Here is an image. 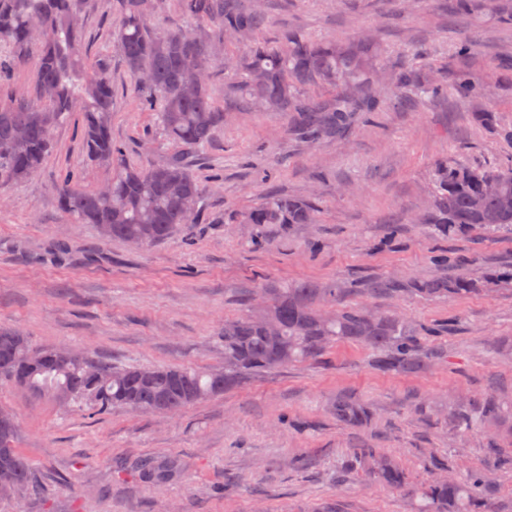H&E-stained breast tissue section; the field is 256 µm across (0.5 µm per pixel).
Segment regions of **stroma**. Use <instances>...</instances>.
Returning <instances> with one entry per match:
<instances>
[{"label": "stroma", "mask_w": 512, "mask_h": 512, "mask_svg": "<svg viewBox=\"0 0 512 512\" xmlns=\"http://www.w3.org/2000/svg\"><path fill=\"white\" fill-rule=\"evenodd\" d=\"M259 33H285L344 49L371 39L375 71L401 69L413 86L388 108L335 138L312 143L259 106L227 112L211 144L189 159L204 187L203 221L166 241L135 247L74 223L55 190L63 174L97 189L111 166L82 147V115L54 131V149L32 177L0 186V325L38 347L79 348L116 365L218 368L225 320L255 313L260 289L306 281L361 283L433 276L480 278L512 271V236H441L415 217L430 205L440 161L496 168L512 163V21L457 12L455 0H262ZM115 0L81 15L89 58L112 78V139L131 166L164 162L154 108L143 105L113 38ZM469 54H461L463 43ZM473 74L480 98L419 97L418 85ZM274 191L312 201L316 224H245L244 211ZM451 258L437 266L434 255ZM432 336L445 361L417 374H383L371 352L330 346L316 362L253 379L178 414H98L64 409L0 386V407L17 420L16 445L33 490L0 500V512H415L418 501L378 484L355 449L378 448L410 484L436 464L482 467L512 447V284L489 295L427 298L388 292L368 300ZM491 395L503 413L471 433L448 425L466 395ZM351 396L373 409L367 424L337 421ZM172 460L167 481L145 480L138 461Z\"/></svg>", "instance_id": "1"}]
</instances>
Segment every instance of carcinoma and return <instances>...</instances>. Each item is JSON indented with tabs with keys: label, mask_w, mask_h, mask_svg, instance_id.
I'll use <instances>...</instances> for the list:
<instances>
[{
	"label": "carcinoma",
	"mask_w": 512,
	"mask_h": 512,
	"mask_svg": "<svg viewBox=\"0 0 512 512\" xmlns=\"http://www.w3.org/2000/svg\"><path fill=\"white\" fill-rule=\"evenodd\" d=\"M163 0H119L114 21L116 45L136 87L146 92L147 104L161 103L158 118L165 138L178 151L165 162L141 168L123 164L112 142V80L86 54L81 12L94 0H0V80L31 55L36 81L30 92L0 97V185L21 181L38 172L53 147V130L73 112L83 113L82 143L86 156L115 167L106 194L59 182L62 208L77 224L112 225V237L142 238L153 246L179 228L200 223L203 186L185 163L198 153L217 128L224 109L209 89L208 73L215 41L242 48L236 63L242 81L231 88L240 102H256L289 118L290 129L310 140L332 138L357 112L378 109L370 82L363 79L369 62L364 47L342 52L329 42L287 35L276 48L258 39L264 15L258 4L246 8L238 0H178L182 11L199 24H217L216 35L181 30L158 34L151 19ZM461 12L499 16L506 0H457ZM337 92L322 101L306 90ZM452 91L461 98L481 94L466 73L454 79ZM498 181L486 192L485 181ZM432 204L419 218L439 234H512V165L495 169L439 164L432 187ZM246 224H316L319 210L312 203L273 195L241 215ZM489 273L481 279L437 276L414 280L408 290L425 297H466L496 285ZM345 288L333 282L326 288L307 284L266 291L265 312L224 321V368L115 366L96 356L54 347L35 348L18 330L0 327V383L23 386L28 393L48 397L68 407L96 411L121 408L136 414H176L249 379L312 361L336 341L361 345L373 353V366L382 372H410L445 360L447 353L424 344L406 318L369 307L344 305ZM336 416L357 422L365 411L350 400H338ZM502 405L496 399L468 398L448 414V424L470 431L496 421ZM0 470L13 471L22 499L31 489L30 465L15 448V415L0 409ZM359 458L371 459L377 482L389 487L406 484L402 469L360 448ZM175 471L174 463L144 465L148 479L159 482ZM491 473L479 468L458 477L445 468L419 491L425 503L419 512H494Z\"/></svg>",
	"instance_id": "obj_1"
}]
</instances>
